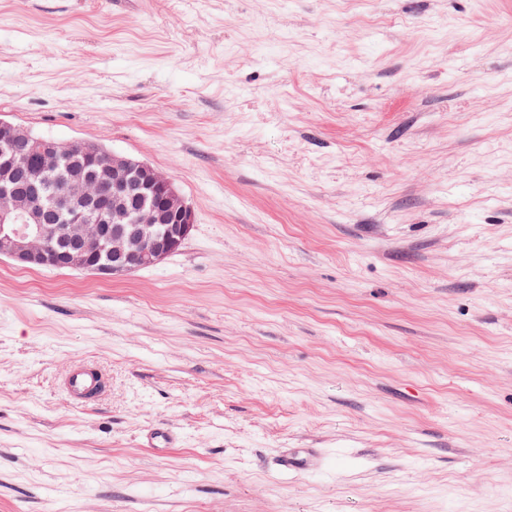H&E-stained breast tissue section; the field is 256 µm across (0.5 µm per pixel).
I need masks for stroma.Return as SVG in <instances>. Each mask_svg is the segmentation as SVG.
<instances>
[{
  "label": "stroma",
  "mask_w": 512,
  "mask_h": 512,
  "mask_svg": "<svg viewBox=\"0 0 512 512\" xmlns=\"http://www.w3.org/2000/svg\"><path fill=\"white\" fill-rule=\"evenodd\" d=\"M0 118L196 214L0 257V512H512V0H0ZM62 388L71 403L80 404L102 392L104 377L95 366L74 365L62 379ZM319 459L320 453L316 449H304L302 454L286 455L281 462V466L287 471L309 470L317 465Z\"/></svg>",
  "instance_id": "obj_1"
}]
</instances>
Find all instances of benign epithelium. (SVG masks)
Here are the masks:
<instances>
[{"mask_svg": "<svg viewBox=\"0 0 512 512\" xmlns=\"http://www.w3.org/2000/svg\"><path fill=\"white\" fill-rule=\"evenodd\" d=\"M78 156L107 178L87 179ZM195 224L193 206L153 167L0 119V256L114 278L159 264Z\"/></svg>", "mask_w": 512, "mask_h": 512, "instance_id": "1", "label": "benign epithelium"}]
</instances>
